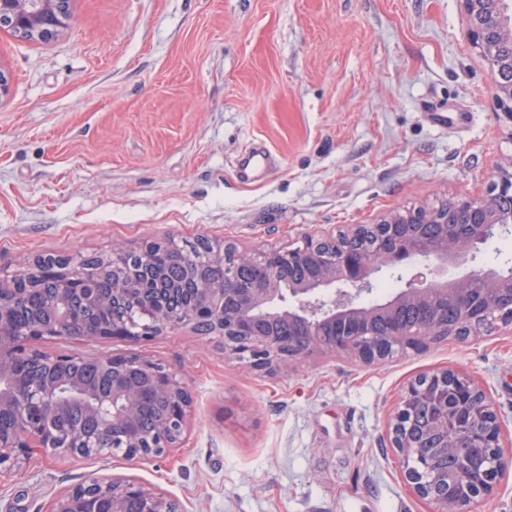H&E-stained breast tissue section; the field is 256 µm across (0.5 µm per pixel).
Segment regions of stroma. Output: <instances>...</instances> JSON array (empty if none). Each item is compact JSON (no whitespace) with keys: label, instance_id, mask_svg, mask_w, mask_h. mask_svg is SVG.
Instances as JSON below:
<instances>
[{"label":"stroma","instance_id":"stroma-1","mask_svg":"<svg viewBox=\"0 0 512 512\" xmlns=\"http://www.w3.org/2000/svg\"><path fill=\"white\" fill-rule=\"evenodd\" d=\"M68 12L45 41L0 27V272L168 239L294 248L486 196L512 163V124L460 0H69ZM256 143L277 163L245 183L238 160ZM42 347L142 354L193 405L179 447L158 457L33 454L0 483V512H48L105 477L164 491L182 512H433L387 422L409 380L445 368L482 389L512 456L506 328L383 364L316 356L273 374L190 328Z\"/></svg>","mask_w":512,"mask_h":512}]
</instances>
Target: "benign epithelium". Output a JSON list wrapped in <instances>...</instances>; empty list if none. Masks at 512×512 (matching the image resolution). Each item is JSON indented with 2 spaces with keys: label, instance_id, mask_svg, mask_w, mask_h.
<instances>
[{
  "label": "benign epithelium",
  "instance_id": "obj_1",
  "mask_svg": "<svg viewBox=\"0 0 512 512\" xmlns=\"http://www.w3.org/2000/svg\"><path fill=\"white\" fill-rule=\"evenodd\" d=\"M468 21V35L498 76L497 99L503 115L512 123V83L499 79L501 70L512 71V0H460ZM69 20L67 0H0V26L29 40L54 37ZM512 200V169L499 170V181L485 197L463 196L441 205L417 207L391 213L377 224H352L349 238L373 233L377 252L360 254L343 245L341 238L309 237L302 247L272 248L257 253H239L220 243H206L210 258L221 263L263 262L265 279L248 288L227 280H201V295L194 305L177 315L145 308L132 302L130 314L141 319L130 331V320L112 321L103 339L135 343L152 340L165 329L196 328L203 316H211V333L224 345V353L246 361L251 368L272 372L313 354L343 353L365 364H379L406 349H418L441 336L473 334L491 322L512 326V269L498 272L469 270L450 280L448 268L474 262L479 246L492 240L497 231L512 223V210L500 205ZM322 252L318 275L303 282L284 284L281 262L305 263ZM420 257L434 277L417 286L410 282L390 299L362 304L359 298L372 291L375 275L384 268H398ZM128 259V249L116 247L105 259L102 273H114ZM66 268L49 270L58 277L60 297H67L80 275V260L65 257ZM16 284L0 279V416L8 412L12 426L0 429V481L30 459L33 451L49 455L81 457L120 454L128 460L156 456L178 447L192 407L186 384L167 366L140 354L123 357L103 355L100 364L132 367L141 372L152 390L166 396L170 411L149 436L133 426L140 393L114 380L112 394L97 395L79 381L65 375L32 387L23 406L13 404L12 360L37 358L61 368L66 354H51L35 342L52 336L50 330L33 325L14 328L8 299ZM453 304L459 323L448 326L438 315L439 306ZM414 305L426 321L412 330L396 323L382 338L372 337L371 323L393 317L398 308ZM286 321L297 328L296 337L285 341L274 334L272 325ZM64 385L74 399L87 403L107 423L125 428L112 447L100 445L95 436L76 432L64 441L56 439L44 421L48 411L64 406L58 386ZM420 403L433 410L431 436L427 446L412 436L413 408ZM503 423L483 391L469 378L442 369L416 377L404 389L389 424L392 447L401 457L410 489L435 505V512H472V506L498 485L512 460L502 452ZM457 457L453 474H448V453ZM181 512L168 494L137 481L93 479L61 495L49 512Z\"/></svg>",
  "mask_w": 512,
  "mask_h": 512
}]
</instances>
